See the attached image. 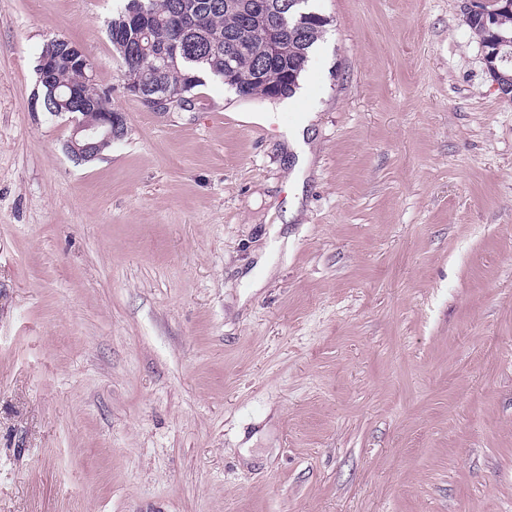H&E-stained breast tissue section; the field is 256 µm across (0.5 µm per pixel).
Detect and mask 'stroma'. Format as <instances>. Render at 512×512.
I'll return each mask as SVG.
<instances>
[{"instance_id": "stroma-1", "label": "stroma", "mask_w": 512, "mask_h": 512, "mask_svg": "<svg viewBox=\"0 0 512 512\" xmlns=\"http://www.w3.org/2000/svg\"><path fill=\"white\" fill-rule=\"evenodd\" d=\"M120 3L0 0V512H512V99L465 0H312L302 95L164 113ZM54 39L125 115L101 158L40 108ZM312 119V116H307L301 123L281 129L283 140L296 158L291 174L294 182H301L303 180L311 156V145L308 141V128L310 127Z\"/></svg>"}]
</instances>
